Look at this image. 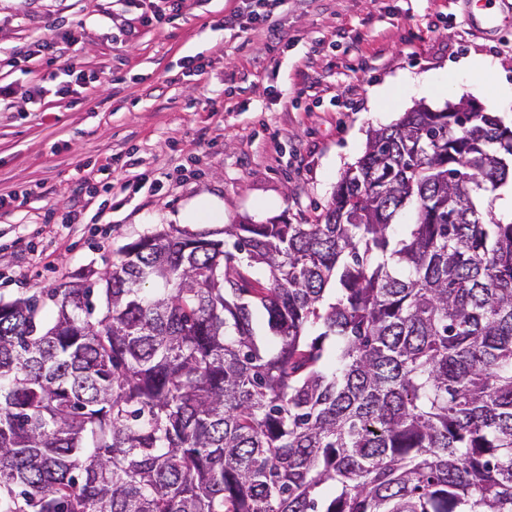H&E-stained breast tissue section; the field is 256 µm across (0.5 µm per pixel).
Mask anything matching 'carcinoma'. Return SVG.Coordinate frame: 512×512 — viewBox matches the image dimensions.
<instances>
[{
  "mask_svg": "<svg viewBox=\"0 0 512 512\" xmlns=\"http://www.w3.org/2000/svg\"><path fill=\"white\" fill-rule=\"evenodd\" d=\"M512 127L419 106L314 224L0 299V512H512Z\"/></svg>",
  "mask_w": 512,
  "mask_h": 512,
  "instance_id": "carcinoma-1",
  "label": "carcinoma"
}]
</instances>
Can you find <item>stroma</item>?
<instances>
[{
	"label": "stroma",
	"mask_w": 512,
	"mask_h": 512,
	"mask_svg": "<svg viewBox=\"0 0 512 512\" xmlns=\"http://www.w3.org/2000/svg\"><path fill=\"white\" fill-rule=\"evenodd\" d=\"M239 0H187L161 29L139 27L144 0H0V298L101 276L119 249L170 227L224 236L228 224H311L340 174L362 156L369 129L418 104L435 110L460 99L512 127V0H490V29L467 0H308L277 10L285 42L255 56L246 34L218 22ZM77 30L75 58L94 82L72 99L56 90L63 71L10 51ZM126 43L113 42L120 29ZM211 60L183 77V57ZM486 63L484 74L461 69ZM40 97H33L34 86ZM224 101L211 111L212 98ZM135 153L136 169L112 173L113 188L139 171L163 184L104 209L100 169ZM224 216L182 225L198 196Z\"/></svg>",
	"instance_id": "stroma-1"
}]
</instances>
